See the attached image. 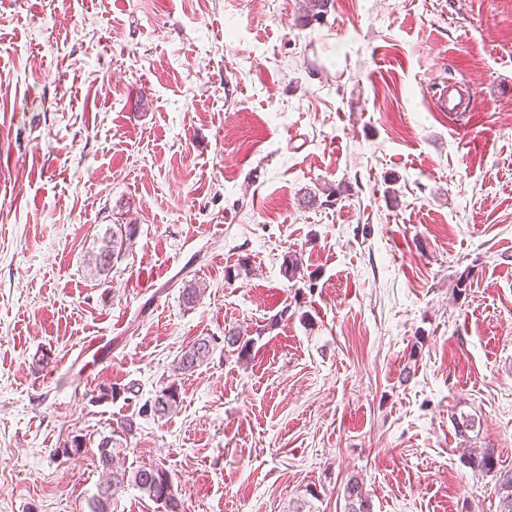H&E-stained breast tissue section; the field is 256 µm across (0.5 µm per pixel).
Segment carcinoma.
I'll return each mask as SVG.
<instances>
[{"label":"carcinoma","mask_w":512,"mask_h":512,"mask_svg":"<svg viewBox=\"0 0 512 512\" xmlns=\"http://www.w3.org/2000/svg\"><path fill=\"white\" fill-rule=\"evenodd\" d=\"M136 228L130 224L108 228L100 240V247L88 258L90 273L95 277H106L112 270L114 255L121 252L124 244L131 240ZM215 339L205 336L197 339L192 346L183 351L174 364L176 375H187L206 361L214 350ZM254 340L241 335L235 328L224 332V350L236 354L237 359L246 361L251 357ZM180 402L178 384L170 382L163 387L154 399L146 401L139 409L143 416L165 417L173 412ZM134 422L126 419L120 422L118 430L103 437L99 444L100 461L104 469L103 481L99 485L98 495L93 500L91 512H110L112 499L127 486H134L151 500L160 503L165 512H183L181 501L174 492L169 471L160 466H141L129 470L115 463L112 449L123 444L115 439L118 434L130 435ZM465 463L471 469L472 476L482 479L495 478L499 495L498 512H512V470L499 468L498 458L491 448L478 451L470 450L465 455ZM345 512H372L370 500L366 495L363 482L357 475L351 476L344 487Z\"/></svg>","instance_id":"obj_1"}]
</instances>
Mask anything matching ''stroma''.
Instances as JSON below:
<instances>
[{
  "instance_id": "stroma-1",
  "label": "stroma",
  "mask_w": 512,
  "mask_h": 512,
  "mask_svg": "<svg viewBox=\"0 0 512 512\" xmlns=\"http://www.w3.org/2000/svg\"><path fill=\"white\" fill-rule=\"evenodd\" d=\"M232 326L249 361L174 376ZM125 418L186 512H343L354 474L497 512L462 449L512 468V0H0V512H90ZM136 228L132 224H122L115 229L110 227L100 240L97 252H92L88 258L90 273L95 277H107L112 270V259L119 254L127 241H131ZM215 339L210 336L198 338L192 346L183 351L174 364L175 375L193 373L196 367L206 361L214 350ZM180 402L178 384L174 381L163 387L152 400H147L139 409L140 415L165 417L173 412Z\"/></svg>"
}]
</instances>
